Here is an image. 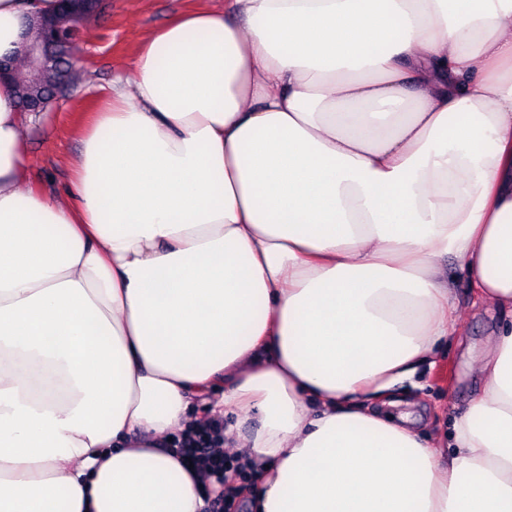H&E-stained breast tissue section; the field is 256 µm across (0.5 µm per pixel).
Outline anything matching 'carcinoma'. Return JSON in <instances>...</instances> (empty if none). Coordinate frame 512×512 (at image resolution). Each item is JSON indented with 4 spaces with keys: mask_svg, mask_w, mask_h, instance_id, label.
Wrapping results in <instances>:
<instances>
[{
    "mask_svg": "<svg viewBox=\"0 0 512 512\" xmlns=\"http://www.w3.org/2000/svg\"><path fill=\"white\" fill-rule=\"evenodd\" d=\"M100 7V0H85L83 14L74 21L90 22L98 14ZM74 21L64 20L56 13L49 17H36L30 20L29 27L44 25L48 22L66 26ZM58 49L61 55L60 63L40 71L33 69L29 57L22 52L15 58H8L10 65L5 77L15 82V94L21 111L25 112L35 107L39 112H46L54 101V91L59 89L67 91L74 85L77 70L73 57L80 51L79 43L64 39L58 42Z\"/></svg>",
    "mask_w": 512,
    "mask_h": 512,
    "instance_id": "1",
    "label": "carcinoma"
}]
</instances>
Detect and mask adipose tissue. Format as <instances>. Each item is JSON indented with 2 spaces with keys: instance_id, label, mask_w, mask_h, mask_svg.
I'll return each instance as SVG.
<instances>
[{
  "instance_id": "ef3b65f1",
  "label": "adipose tissue",
  "mask_w": 512,
  "mask_h": 512,
  "mask_svg": "<svg viewBox=\"0 0 512 512\" xmlns=\"http://www.w3.org/2000/svg\"><path fill=\"white\" fill-rule=\"evenodd\" d=\"M57 0H0V58ZM98 87L68 199L0 80V512H203L173 434L236 412L257 512H512V0H225ZM506 321L450 443L385 412Z\"/></svg>"
}]
</instances>
